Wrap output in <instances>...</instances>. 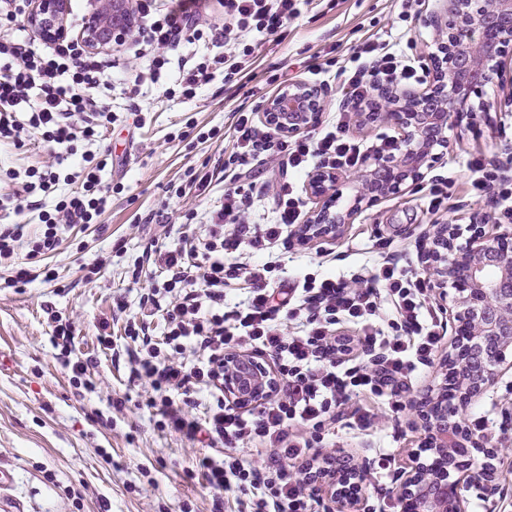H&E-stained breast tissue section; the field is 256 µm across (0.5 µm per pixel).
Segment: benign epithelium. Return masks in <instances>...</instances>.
<instances>
[{
    "label": "benign epithelium",
    "instance_id": "obj_1",
    "mask_svg": "<svg viewBox=\"0 0 512 512\" xmlns=\"http://www.w3.org/2000/svg\"><path fill=\"white\" fill-rule=\"evenodd\" d=\"M68 0H36L28 17L40 34H68ZM129 0H107V18L85 31L84 39L100 50L122 39L132 27ZM428 24L445 31L447 41L436 58L433 82L421 90L377 89L382 111L364 112L362 119L387 121L398 133L397 152L383 160L365 161L357 191L344 210L333 209L342 196L340 176L320 168L308 190L318 201L302 234L311 239L338 237L362 205H373L417 182L422 169L448 146V127L463 113L474 111L471 95L479 87L499 83L505 72L504 48L512 43V0H439ZM325 105L323 91L297 82L267 104L261 120L282 134L313 127ZM423 271L433 291L452 288L450 309L453 338L448 354L438 362L441 381L416 401L424 425V444L413 455L400 485V497L409 512H469L463 494L467 487L484 485L481 471L469 464L474 438H464L462 416L473 399L496 383L500 367L512 357V225L500 224L493 233L483 225L434 224L421 254ZM267 362L240 352L224 355V397L233 403L256 402L275 388ZM308 478L328 485L338 512L356 501L361 472L349 468L334 476L311 470Z\"/></svg>",
    "mask_w": 512,
    "mask_h": 512
}]
</instances>
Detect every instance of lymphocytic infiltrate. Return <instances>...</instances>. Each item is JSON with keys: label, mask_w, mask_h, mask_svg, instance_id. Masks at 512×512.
<instances>
[{"label": "lymphocytic infiltrate", "mask_w": 512, "mask_h": 512, "mask_svg": "<svg viewBox=\"0 0 512 512\" xmlns=\"http://www.w3.org/2000/svg\"><path fill=\"white\" fill-rule=\"evenodd\" d=\"M312 2L220 0L223 15L209 18L205 0H136L135 54L146 70L131 82L159 83L175 67L183 96L192 98L220 67L225 86L243 89L253 80L247 59L255 38L285 40L289 22ZM32 3L0 0V145L20 147L37 134L75 159L64 173L52 164L23 177L0 168V179L21 180L29 198L57 193L62 183L74 187L41 214L30 251L35 257L55 251L67 229L96 223L106 211L112 187L102 174L111 153L88 146L114 116L101 53L76 35L35 41L21 23ZM199 42L209 52L182 55L183 47ZM325 64L335 68L350 110L338 111L335 125L315 137L265 131L253 113L237 111L229 158L220 169L192 172L186 183L188 192L201 195L223 178V202L182 246L153 248L162 284L143 296L140 316L125 322L135 350L130 375L148 381L147 405L159 428L209 449L186 476L202 477L213 512H222L228 492L238 512H316L322 489L305 477L309 450L322 447L336 421L364 431L383 416L399 420L421 368L434 362L445 339L444 310L433 305L426 274L413 271L402 254H386L355 286L331 275L289 283L279 275L277 251L304 217L289 174L318 167L345 172L369 156L395 153L394 141L368 147L354 139L350 111L372 106L376 86L422 85L430 74L427 63L379 37L350 47L345 61L330 57ZM268 160L288 176L275 188L272 222L257 226L246 219L256 191L247 178L255 163ZM467 167L472 192L492 195L512 216V176L479 157ZM244 247L265 252L266 262L238 261ZM157 316L164 321L159 342L149 334ZM285 320L296 332L284 333ZM243 346L272 358L279 379L277 390L251 409L224 397V354ZM175 391L183 393L182 403L172 400ZM245 446L254 460L239 457Z\"/></svg>", "instance_id": "lymphocytic-infiltrate-1"}]
</instances>
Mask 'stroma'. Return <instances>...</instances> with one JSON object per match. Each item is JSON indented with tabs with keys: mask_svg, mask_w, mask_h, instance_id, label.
<instances>
[{
	"mask_svg": "<svg viewBox=\"0 0 512 512\" xmlns=\"http://www.w3.org/2000/svg\"><path fill=\"white\" fill-rule=\"evenodd\" d=\"M415 16L397 18L398 0H335L334 7L304 8L288 25L283 42L261 41L255 51L258 81L289 72L298 81L320 86L326 96L321 124L334 122L344 102L335 72L312 75L306 61L334 43L350 47L369 36H392L411 43L415 55L431 58L443 36L425 19L427 0L415 4ZM178 71L161 86H143L137 98L139 115L128 110L123 85L109 97L116 120L104 133L112 163L103 175L117 189L98 223L67 232L57 249L36 262L55 269L58 278L35 281L18 292L0 281V468L13 475L0 489V512H211L212 497L184 472L201 445L161 430L147 406L150 386L131 380L125 364L126 318L138 315L142 295L153 287L154 273L132 281L131 271L142 260L151 240L172 246L187 233L186 213L195 223H208L224 199L223 181L200 196H177L189 169L216 163L224 155V140L200 143L189 135L190 122L227 131L233 109H256L258 96L224 87V71L191 99L178 92ZM508 89L484 88L481 106L448 130L447 151L424 171L421 184L432 178L448 181V209L434 214L420 186L390 195L364 207L345 225L340 238L308 243L291 239L281 252L288 276L336 273L346 280L367 276L380 258L379 245L391 242L404 250L413 269L421 267L422 233L433 224L484 223L495 231L502 221L499 208L485 197L468 192L471 173L466 161L474 155L499 165L512 176V104ZM39 137L24 146L0 148V165L18 172L54 163ZM167 209L166 225L140 224V215ZM98 267L85 281L89 267ZM57 311L75 326L72 358L91 359L80 379H73L52 343L48 311ZM112 336L110 348L99 347L100 324ZM488 407L493 423L485 441L494 459L512 455V369L494 387L473 401L471 410ZM333 447L311 449L312 457L349 459L372 470L380 451L392 450L401 467L424 440L422 421L409 411L401 422L380 421L377 428L359 431L336 422Z\"/></svg>",
	"mask_w": 512,
	"mask_h": 512,
	"instance_id": "35a3bbf8",
	"label": "stroma"
}]
</instances>
